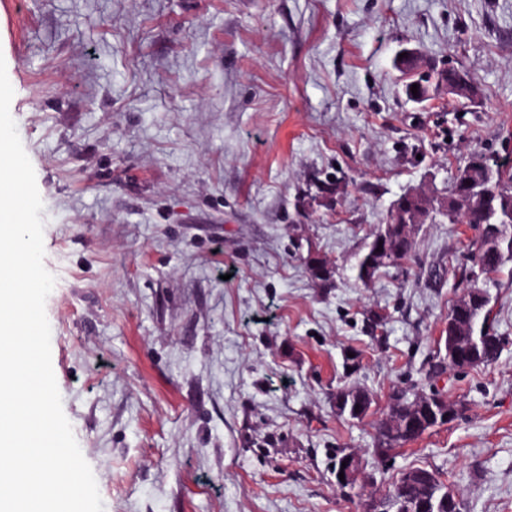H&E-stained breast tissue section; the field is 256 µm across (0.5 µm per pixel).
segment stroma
Listing matches in <instances>:
<instances>
[{"mask_svg":"<svg viewBox=\"0 0 512 512\" xmlns=\"http://www.w3.org/2000/svg\"><path fill=\"white\" fill-rule=\"evenodd\" d=\"M406 49L478 100H408ZM0 56L104 512H363L415 467L461 512H512V261L477 280L498 358L434 379L478 229L417 225L409 258L356 279L401 194L446 191L473 152L512 162V0H0ZM352 385L359 422L336 413ZM410 386L460 412L377 459ZM342 455L343 454L336 456V462H335L336 466L340 462V459H341ZM343 461H346V467L345 468H342V462ZM362 467H363V462H362L361 457L358 454H356V453H347V454H345L342 457L341 462H340L339 466L336 469V473L335 474H336V482H337V484L340 485V486H352V485H354L357 482V480H358V477H359V475L361 473ZM340 472H344V482H341L340 479H339V473Z\"/></svg>","mask_w":512,"mask_h":512,"instance_id":"stroma-1","label":"stroma"}]
</instances>
